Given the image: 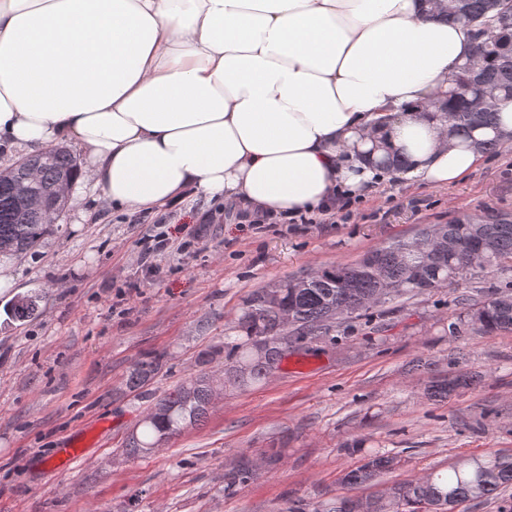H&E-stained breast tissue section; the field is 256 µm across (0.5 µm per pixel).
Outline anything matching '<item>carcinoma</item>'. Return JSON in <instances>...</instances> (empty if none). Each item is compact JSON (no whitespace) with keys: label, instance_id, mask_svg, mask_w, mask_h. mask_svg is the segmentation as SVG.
I'll use <instances>...</instances> for the list:
<instances>
[{"label":"carcinoma","instance_id":"cac0c4a2","mask_svg":"<svg viewBox=\"0 0 512 512\" xmlns=\"http://www.w3.org/2000/svg\"><path fill=\"white\" fill-rule=\"evenodd\" d=\"M446 17L471 27L473 54L456 66L448 94L435 102V111L448 118L450 132L485 152L501 139H473L480 129L495 128L498 105L512 99V0H462L448 4ZM481 86L498 90L494 101L476 107ZM0 177V255L21 254L34 248L52 230L42 213L26 205L30 196L50 198L64 184H75L78 165L73 152L53 146L36 156H24ZM439 238L426 253L413 239H397L364 253L351 263H336L316 274L288 276L262 288L246 300L237 319L236 336L224 339V379L237 388L265 381L295 345L332 335L345 320L368 315L380 303L412 298L423 292L465 281L478 271L512 262V217L493 211L462 213L438 225ZM421 271V282L412 271ZM39 294L17 298L8 310L14 320L30 317ZM487 333L512 331V293L496 290L449 323L451 334L469 330ZM268 342L264 353L258 340ZM162 366V356L139 360L129 371L126 385L134 391L149 386ZM213 400L210 377L199 375L157 399L131 433L126 452L148 454L200 425ZM395 455L368 458L347 472L341 482L358 486L394 469ZM254 477L239 460L224 472V491L232 494ZM512 484V457L464 458L446 474L391 486L366 499L338 497L314 512H437L448 501L491 500Z\"/></svg>","mask_w":512,"mask_h":512}]
</instances>
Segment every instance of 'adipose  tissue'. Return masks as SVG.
I'll use <instances>...</instances> for the list:
<instances>
[{
    "instance_id": "adipose-tissue-1",
    "label": "adipose tissue",
    "mask_w": 512,
    "mask_h": 512,
    "mask_svg": "<svg viewBox=\"0 0 512 512\" xmlns=\"http://www.w3.org/2000/svg\"><path fill=\"white\" fill-rule=\"evenodd\" d=\"M473 48L422 0H0V156L75 144L133 211L298 214L365 192L376 139L442 187L482 159L426 117Z\"/></svg>"
}]
</instances>
